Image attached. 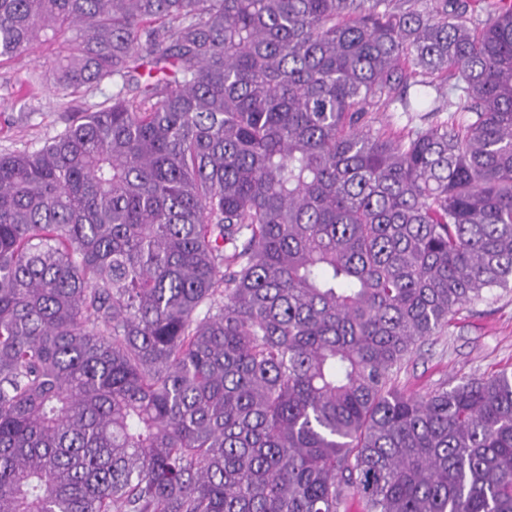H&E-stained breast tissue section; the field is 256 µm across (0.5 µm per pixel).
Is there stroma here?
Segmentation results:
<instances>
[{"label":"stroma","instance_id":"stroma-1","mask_svg":"<svg viewBox=\"0 0 512 512\" xmlns=\"http://www.w3.org/2000/svg\"><path fill=\"white\" fill-rule=\"evenodd\" d=\"M54 58V49L43 46L0 63V154L37 148L65 128L69 113L53 90L30 83ZM501 370L512 371V288L463 306L444 331L421 344L398 379L406 391L426 393Z\"/></svg>","mask_w":512,"mask_h":512}]
</instances>
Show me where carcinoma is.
I'll return each instance as SVG.
<instances>
[{"mask_svg":"<svg viewBox=\"0 0 512 512\" xmlns=\"http://www.w3.org/2000/svg\"><path fill=\"white\" fill-rule=\"evenodd\" d=\"M37 44L115 91L0 155V512H512V371L396 384L512 288V0H0Z\"/></svg>","mask_w":512,"mask_h":512,"instance_id":"carcinoma-1","label":"carcinoma"}]
</instances>
